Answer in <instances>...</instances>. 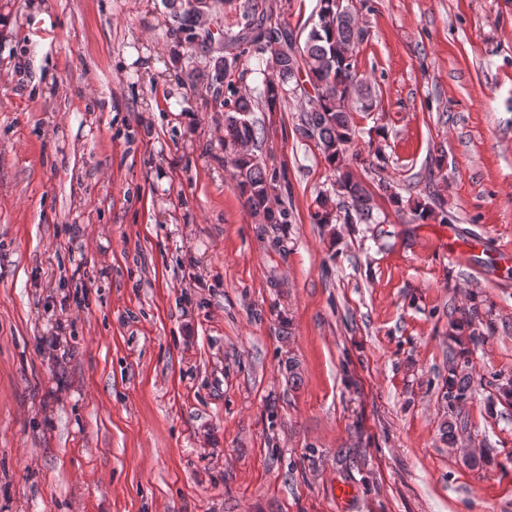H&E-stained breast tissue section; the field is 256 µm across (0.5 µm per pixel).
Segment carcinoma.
Masks as SVG:
<instances>
[{"label":"carcinoma","mask_w":512,"mask_h":512,"mask_svg":"<svg viewBox=\"0 0 512 512\" xmlns=\"http://www.w3.org/2000/svg\"><path fill=\"white\" fill-rule=\"evenodd\" d=\"M173 20L171 35L176 40L174 62L184 57L180 48H197L188 59L195 63H209L206 89L212 99L219 100L223 88L231 87L244 56L262 58L267 46L278 44L276 69L263 79L259 98L239 94L233 100H224V148L231 149V164L238 179V189L246 196L253 212L264 224L288 223V210H274L268 205L271 192L276 189V174L266 167L251 151H234L236 145L247 146L260 138V129L251 118L258 102L274 112L288 98V88L309 84L312 91H303L307 100L301 102L299 134L313 141L325 161L338 173L336 193L347 199L344 223H367L372 218L373 195L361 182L343 170V159L352 143L351 113L368 112L373 107L372 91L368 84L356 101L344 95V88L358 79L356 61L345 55L362 38V29L349 14L338 10L336 0H317L313 22L308 32L295 30L284 23L272 27L267 24L263 4L259 0H243L238 5L237 31H224L227 54L210 56L214 34L201 27L197 15L186 0H164ZM317 224L333 222L329 198L323 194L317 199L313 215ZM468 385L455 371L448 373V390L444 397L448 404L466 398Z\"/></svg>","instance_id":"1"}]
</instances>
